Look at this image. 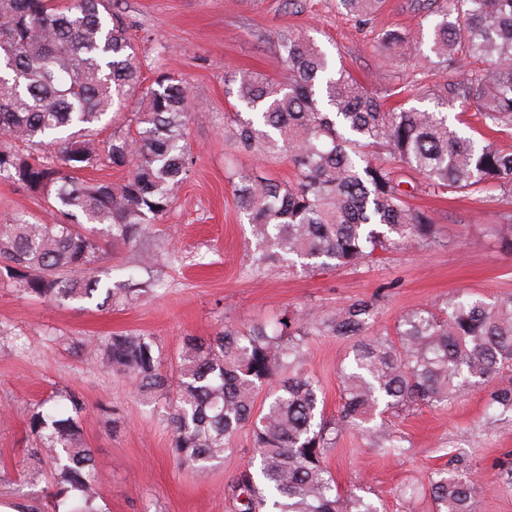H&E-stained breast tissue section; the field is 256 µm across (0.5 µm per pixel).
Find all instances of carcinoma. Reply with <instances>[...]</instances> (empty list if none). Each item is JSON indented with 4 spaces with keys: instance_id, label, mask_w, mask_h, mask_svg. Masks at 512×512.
Wrapping results in <instances>:
<instances>
[{
    "instance_id": "1",
    "label": "carcinoma",
    "mask_w": 512,
    "mask_h": 512,
    "mask_svg": "<svg viewBox=\"0 0 512 512\" xmlns=\"http://www.w3.org/2000/svg\"><path fill=\"white\" fill-rule=\"evenodd\" d=\"M383 3L338 0V8L370 24ZM419 7L433 17L430 52L441 63H487L421 88L419 99L472 106L484 127L511 131L512 0H422ZM129 30L112 0H0V135L35 150L52 147L37 158L0 147V177L42 194L53 216L49 223L23 215L0 221V269L25 295L103 308L146 292L100 278L97 234L136 244L166 214L192 164L191 96L165 72L141 87ZM277 40L284 78L225 76L248 116L225 114L224 138L258 157L286 154L296 169L286 183L258 173H241L234 183L257 269L299 261L357 267L400 242L424 248L436 241L434 218L406 203L396 168L369 155L406 165L430 193H481L491 183L512 198L511 150L460 134L438 109L387 107L301 33L284 29ZM380 45L396 60L415 42L389 31ZM136 93L143 104L138 136L114 135L100 151L96 125ZM103 160L131 167L127 179L114 186L78 176ZM496 235L512 251V212L500 215ZM377 302L356 299L323 320L311 311L285 313L272 327L226 325L206 339L189 337L175 378L161 371L160 354L143 334L102 336L79 351L95 366L132 377L146 398L165 399L173 452L201 474L224 457L239 429L251 430L258 470L242 471L230 486L235 512H379L363 496L340 498L325 464L328 448L355 425L377 436V451L400 453L385 414L446 405L478 385L487 388L488 410L512 415V381L494 382L512 367V295L451 298L406 313L394 337L368 339ZM313 334L352 341L334 420L320 409L317 381L298 370ZM265 385L273 391L257 411ZM65 398L71 411L41 403L28 418L35 447L20 478L29 485L52 479L53 512H102L92 450L76 418L83 401L74 393ZM430 495L435 512H480L477 485L452 469L435 474Z\"/></svg>"
}]
</instances>
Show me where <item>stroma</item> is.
Listing matches in <instances>:
<instances>
[{
  "instance_id": "1",
  "label": "stroma",
  "mask_w": 512,
  "mask_h": 512,
  "mask_svg": "<svg viewBox=\"0 0 512 512\" xmlns=\"http://www.w3.org/2000/svg\"><path fill=\"white\" fill-rule=\"evenodd\" d=\"M117 8L132 23L143 83L151 84L161 71L187 82L195 104L189 120L194 163L171 207L139 246L101 242L103 280H150L140 299L104 310L89 302L57 305L24 296L0 273V502L50 512L55 485L46 480L23 486L17 469L32 444L27 424L33 408L71 391L84 403L77 420L94 454L103 512H231L228 486L253 452L249 429L237 433L231 451L206 476H197L174 456L163 403L146 401L131 379L84 363L80 343L141 333L152 338L163 370L171 372L185 337H206L226 324L269 322L287 311L313 308L325 317L374 295L379 309L368 333L392 334L404 313L452 296L467 292L491 301L512 294V253L502 250L495 233L500 213L511 210L512 202L491 190L470 196L424 192L406 170L401 178L411 184L407 202L433 216L436 244L396 246L356 268L298 265L259 272L250 263L254 241L235 203L231 175L258 171L287 181L295 169L287 158L262 160L225 139L224 114L233 103L225 92L226 71L281 78L274 36L288 28L314 38L387 105L426 109L429 101L414 97L412 86L454 77V69L443 67L425 43L397 62L376 50L384 32L420 30L424 10L418 0H386L373 24L361 27L341 13L336 0H119ZM45 209L40 194L0 179V220L41 217ZM143 248L160 254L155 279L135 268ZM349 347L333 336L307 341L303 367L317 380L329 419L342 404L339 372ZM105 407L118 411L119 432L105 425ZM387 427L400 437L403 454L373 450L358 427L344 430L328 449L327 466L340 496L371 498L380 512H434L429 481L449 467L477 481L483 512H512V489L502 488L495 468L499 458L512 454V417L492 416L484 387L445 406L388 416Z\"/></svg>"
}]
</instances>
